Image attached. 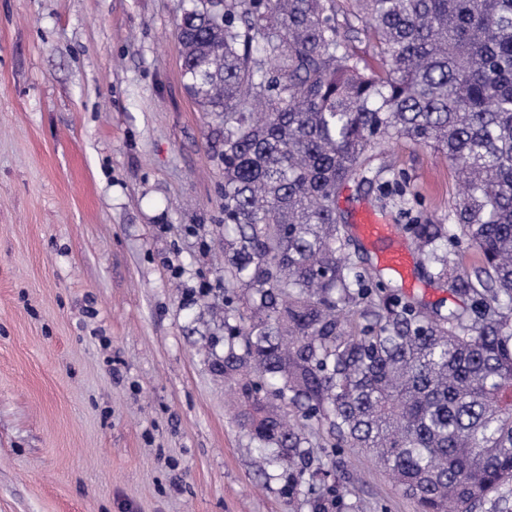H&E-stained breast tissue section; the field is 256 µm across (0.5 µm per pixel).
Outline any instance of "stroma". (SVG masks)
Wrapping results in <instances>:
<instances>
[{
  "mask_svg": "<svg viewBox=\"0 0 512 512\" xmlns=\"http://www.w3.org/2000/svg\"><path fill=\"white\" fill-rule=\"evenodd\" d=\"M189 0H0V512H312L281 493L213 361L224 345V165L187 93L174 31ZM402 194L388 191L393 176ZM453 170L400 140L337 198L392 226L359 267L450 310L405 226L439 223ZM310 469L349 512H418L355 448Z\"/></svg>",
  "mask_w": 512,
  "mask_h": 512,
  "instance_id": "stroma-1",
  "label": "stroma"
}]
</instances>
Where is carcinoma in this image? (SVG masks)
Segmentation results:
<instances>
[{
	"mask_svg": "<svg viewBox=\"0 0 512 512\" xmlns=\"http://www.w3.org/2000/svg\"><path fill=\"white\" fill-rule=\"evenodd\" d=\"M198 0L175 25L184 85L224 164V357L259 463L313 512L345 506L303 449L356 448L420 512H479L512 483V0ZM378 64L358 53L359 35ZM462 186L446 224H408L446 313L357 270L336 207L393 140ZM462 237L478 262L464 273ZM372 319L352 323L351 305Z\"/></svg>",
	"mask_w": 512,
	"mask_h": 512,
	"instance_id": "obj_1",
	"label": "carcinoma"
}]
</instances>
